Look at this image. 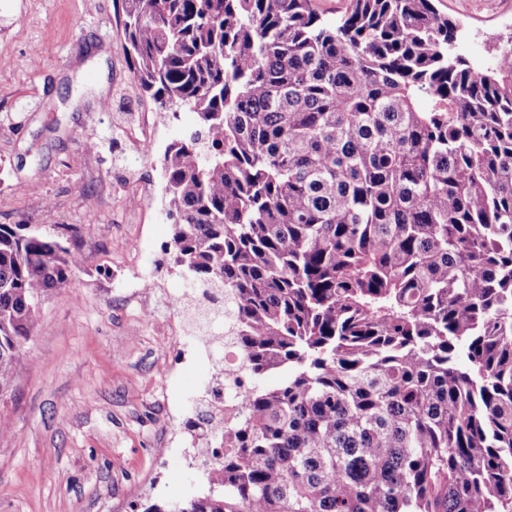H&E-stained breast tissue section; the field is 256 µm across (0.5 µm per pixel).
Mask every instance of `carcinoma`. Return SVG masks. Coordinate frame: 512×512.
<instances>
[{
  "mask_svg": "<svg viewBox=\"0 0 512 512\" xmlns=\"http://www.w3.org/2000/svg\"><path fill=\"white\" fill-rule=\"evenodd\" d=\"M122 2L140 88L193 114L166 251L223 298L202 331L244 386L208 490L143 512H512V43L473 64L433 0L332 25L312 0ZM69 238L0 224V398Z\"/></svg>",
  "mask_w": 512,
  "mask_h": 512,
  "instance_id": "obj_1",
  "label": "carcinoma"
}]
</instances>
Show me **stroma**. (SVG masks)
<instances>
[{
	"instance_id": "35a3bbf8",
	"label": "stroma",
	"mask_w": 512,
	"mask_h": 512,
	"mask_svg": "<svg viewBox=\"0 0 512 512\" xmlns=\"http://www.w3.org/2000/svg\"><path fill=\"white\" fill-rule=\"evenodd\" d=\"M435 5L477 64L512 38V0ZM122 40L121 0H0V224L75 225L81 258L0 399V512H142L204 488L185 422L216 364L163 252L158 164L193 119L160 122L147 155L120 135V115L156 108Z\"/></svg>"
}]
</instances>
